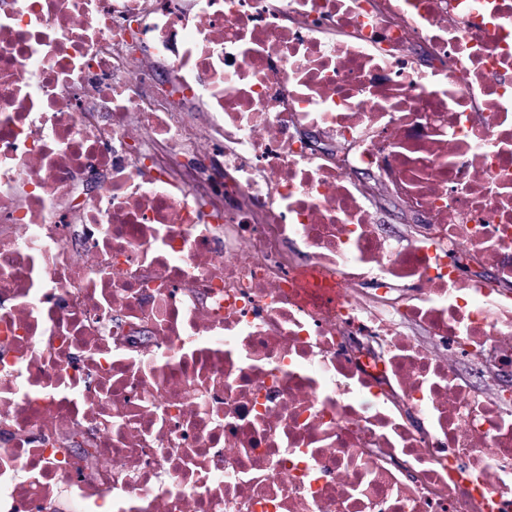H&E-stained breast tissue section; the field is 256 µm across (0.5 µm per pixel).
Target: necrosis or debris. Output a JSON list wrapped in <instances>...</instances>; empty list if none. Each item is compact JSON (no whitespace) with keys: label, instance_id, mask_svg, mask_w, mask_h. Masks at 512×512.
Instances as JSON below:
<instances>
[{"label":"necrosis or debris","instance_id":"necrosis-or-debris-1","mask_svg":"<svg viewBox=\"0 0 512 512\" xmlns=\"http://www.w3.org/2000/svg\"><path fill=\"white\" fill-rule=\"evenodd\" d=\"M508 283L512 0H0V512H512Z\"/></svg>","mask_w":512,"mask_h":512}]
</instances>
